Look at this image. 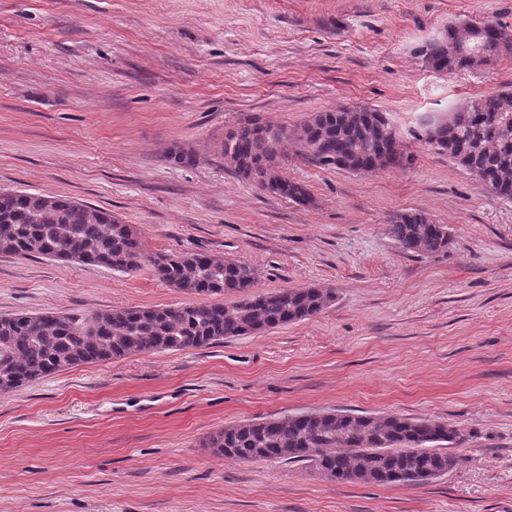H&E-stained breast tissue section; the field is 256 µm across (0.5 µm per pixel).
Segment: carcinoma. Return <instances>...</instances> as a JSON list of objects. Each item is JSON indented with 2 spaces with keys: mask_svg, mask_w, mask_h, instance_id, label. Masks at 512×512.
<instances>
[{
  "mask_svg": "<svg viewBox=\"0 0 512 512\" xmlns=\"http://www.w3.org/2000/svg\"><path fill=\"white\" fill-rule=\"evenodd\" d=\"M449 27L420 51L426 67L443 73L512 55V30L496 23ZM288 131L259 115L224 136V161L243 179L294 203L311 202L307 187L282 173ZM400 131L377 109L358 106L318 112L294 136L296 152L328 168L372 173L403 167ZM421 139L470 172L483 189L512 200V89L470 100L424 129ZM404 250H448V228L422 212H398L387 224ZM0 253L76 262L116 271L146 266L173 290L192 296L234 295L224 304L113 308L78 317L65 313L0 316V393L66 369L139 353L202 348L311 318L335 300L327 288L255 290V270L204 251L145 252L136 227L112 213L60 195L0 191ZM466 442L454 426L395 413L309 412L258 418L212 433L205 447L248 462L306 463L332 482L417 486L452 470L457 458L439 450Z\"/></svg>",
  "mask_w": 512,
  "mask_h": 512,
  "instance_id": "carcinoma-1",
  "label": "carcinoma"
}]
</instances>
